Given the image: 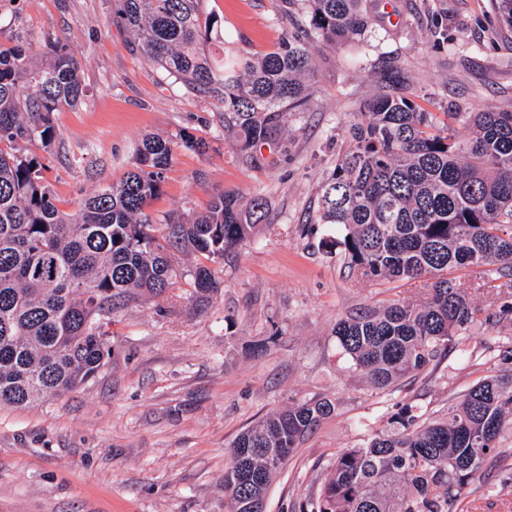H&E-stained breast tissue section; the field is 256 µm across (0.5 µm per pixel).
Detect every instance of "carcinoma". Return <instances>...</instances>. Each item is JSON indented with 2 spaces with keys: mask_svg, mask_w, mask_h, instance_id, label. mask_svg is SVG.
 <instances>
[{
  "mask_svg": "<svg viewBox=\"0 0 512 512\" xmlns=\"http://www.w3.org/2000/svg\"><path fill=\"white\" fill-rule=\"evenodd\" d=\"M305 2L309 29L261 57L224 63L198 50V0H120L116 22L175 79L224 103V121L255 164L254 149L278 146L286 112L311 98L310 40L346 42L373 24L367 0ZM68 41L36 51L0 46L1 406L26 407L89 382L110 355L116 313L176 283L172 250L220 262L266 213L261 197L244 203L222 194L202 214L153 223L146 208L175 152L174 142L154 136L118 184L61 210L40 156L19 154L17 145L50 146L55 113L85 95ZM447 116L441 130L409 97L376 98L320 189V223L344 229L345 253L361 275L432 280L426 303L336 323L341 349L376 389L441 358L476 320L479 309L448 272L494 265L512 276V111ZM456 124L467 138L456 137ZM191 276L199 297L218 291L209 267ZM499 359L500 373L473 385L444 418L423 421L404 406L399 429L337 456L310 512H450L463 502L512 423V347ZM334 410L327 399L301 403L240 434L220 483L232 512H254L273 475Z\"/></svg>",
  "mask_w": 512,
  "mask_h": 512,
  "instance_id": "obj_1",
  "label": "carcinoma"
}]
</instances>
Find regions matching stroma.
I'll use <instances>...</instances> for the list:
<instances>
[{
	"mask_svg": "<svg viewBox=\"0 0 512 512\" xmlns=\"http://www.w3.org/2000/svg\"><path fill=\"white\" fill-rule=\"evenodd\" d=\"M117 0H0V45L66 36L85 97L56 113L42 174L60 209L118 183L144 138L192 136L178 149L153 223L205 212L228 194L263 197L264 221L211 269L219 284L193 296L201 254L180 250L183 276L131 305L110 328L112 351L80 390L25 408H0V512H221L218 486L235 438L296 403L327 398L333 415L307 434L275 475L265 512H299L336 456L363 446L404 405L438 417L492 375L512 344V321L474 322L454 349L394 386L374 389L334 334L340 319L397 301H426L427 279L365 278L344 256L342 232L319 221V193L353 145L351 129L402 68L406 94L445 128L451 112L512 111V32L490 0H372L374 24L315 53L309 105L288 112L280 147L247 164L217 99L175 82L112 17ZM204 54L264 55L295 22L302 0H199ZM451 277L485 314L512 303V280L488 267ZM512 437L462 503L512 512Z\"/></svg>",
	"mask_w": 512,
	"mask_h": 512,
	"instance_id": "stroma-1",
	"label": "stroma"
}]
</instances>
